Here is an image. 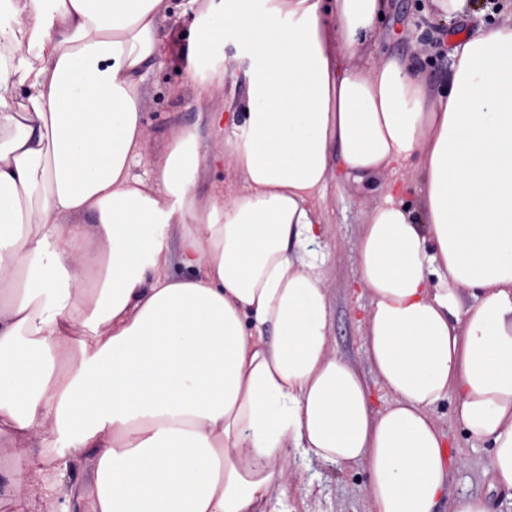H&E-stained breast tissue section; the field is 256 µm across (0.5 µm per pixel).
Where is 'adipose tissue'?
Here are the masks:
<instances>
[{
    "label": "adipose tissue",
    "instance_id": "obj_1",
    "mask_svg": "<svg viewBox=\"0 0 512 512\" xmlns=\"http://www.w3.org/2000/svg\"><path fill=\"white\" fill-rule=\"evenodd\" d=\"M192 2L172 44L168 0H0L1 496L266 512L293 451L366 464L372 512H435L448 397L512 490V24L456 47L437 90L399 56L346 66L385 0ZM228 29L255 60L228 142L245 190L202 202L197 129L172 127L153 179L132 171L142 71L176 52L208 101ZM411 160L420 203L386 195L358 242L377 410L328 346L316 201L333 165L364 187ZM73 462L89 486L65 488Z\"/></svg>",
    "mask_w": 512,
    "mask_h": 512
}]
</instances>
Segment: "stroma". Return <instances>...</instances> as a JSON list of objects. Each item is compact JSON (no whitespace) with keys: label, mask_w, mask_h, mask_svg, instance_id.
Instances as JSON below:
<instances>
[{"label":"stroma","mask_w":512,"mask_h":512,"mask_svg":"<svg viewBox=\"0 0 512 512\" xmlns=\"http://www.w3.org/2000/svg\"><path fill=\"white\" fill-rule=\"evenodd\" d=\"M477 4V9H466L448 19L437 13L432 0H388L375 44L358 50L350 63L362 66L379 61L382 55L398 54L409 58L434 89L446 87L454 46L463 39L488 34L512 16V0H477ZM251 67L249 47L235 31H225L223 53L217 62L223 86L213 99L199 107L179 91L185 74L177 61L164 57L147 70L142 81L146 146L135 173L150 176L155 156L164 149L169 132L176 125L197 128L204 146L222 145L224 137L210 128L207 114L223 109L230 101L236 121H243ZM243 189L242 177L233 164L210 158L202 163L195 184L199 199H208L219 191L229 198ZM382 198L381 190L357 188L334 172L318 201L330 231V343L338 355L365 375L370 367L360 340V325L369 300L356 283L357 245L371 209ZM452 407V400L447 399L436 408L460 456L449 475L450 496L439 503L438 512H450L452 500L468 497L490 500L494 512H512V492L492 482L488 470L489 444L471 439L455 422ZM290 467L296 471V479L289 484L286 494L272 498L267 512H369L366 466L341 469L307 461L294 453L290 456Z\"/></svg>","instance_id":"1"}]
</instances>
